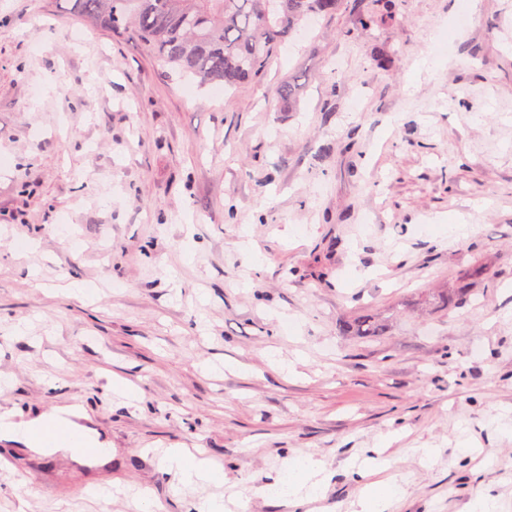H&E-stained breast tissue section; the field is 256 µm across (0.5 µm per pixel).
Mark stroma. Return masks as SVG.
Masks as SVG:
<instances>
[{
  "instance_id": "35a3bbf8",
  "label": "stroma",
  "mask_w": 512,
  "mask_h": 512,
  "mask_svg": "<svg viewBox=\"0 0 512 512\" xmlns=\"http://www.w3.org/2000/svg\"><path fill=\"white\" fill-rule=\"evenodd\" d=\"M3 158L0 412L75 410L109 457L0 439V512L31 488L30 512H134L140 489L199 512L216 487L160 467L180 444L228 488L301 454L328 477L241 512H354L367 459L404 483L389 512H512V0L316 17L219 91L70 0H0ZM475 266L471 303L421 307ZM364 313L383 335H349ZM109 481L125 494L82 493Z\"/></svg>"
}]
</instances>
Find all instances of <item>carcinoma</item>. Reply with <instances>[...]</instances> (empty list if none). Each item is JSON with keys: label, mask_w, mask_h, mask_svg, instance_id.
<instances>
[{"label": "carcinoma", "mask_w": 512, "mask_h": 512, "mask_svg": "<svg viewBox=\"0 0 512 512\" xmlns=\"http://www.w3.org/2000/svg\"><path fill=\"white\" fill-rule=\"evenodd\" d=\"M348 0H76L83 17L105 26L123 22L174 69L199 84L234 86L258 77L273 47L299 31L313 16H331ZM299 84L277 88L293 106ZM355 336L383 335L370 314L351 324Z\"/></svg>", "instance_id": "cac0c4a2"}]
</instances>
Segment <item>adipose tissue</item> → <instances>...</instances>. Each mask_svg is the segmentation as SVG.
I'll return each mask as SVG.
<instances>
[{"instance_id": "ef3b65f1", "label": "adipose tissue", "mask_w": 512, "mask_h": 512, "mask_svg": "<svg viewBox=\"0 0 512 512\" xmlns=\"http://www.w3.org/2000/svg\"><path fill=\"white\" fill-rule=\"evenodd\" d=\"M161 464L163 471L178 475L187 488L200 484L219 485L224 481V472L214 460L198 457L187 448L165 449ZM324 482L319 461L311 456H300L287 460L282 478L274 485L260 488L259 493L298 508L320 499Z\"/></svg>"}]
</instances>
